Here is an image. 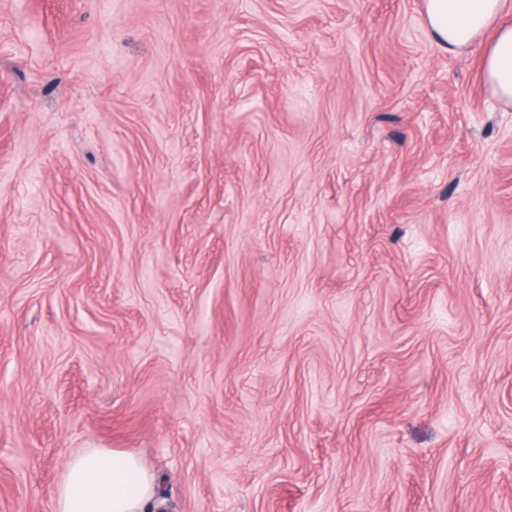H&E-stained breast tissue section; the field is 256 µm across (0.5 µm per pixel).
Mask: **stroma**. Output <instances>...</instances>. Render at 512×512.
I'll list each match as a JSON object with an SVG mask.
<instances>
[{"label":"stroma","mask_w":512,"mask_h":512,"mask_svg":"<svg viewBox=\"0 0 512 512\" xmlns=\"http://www.w3.org/2000/svg\"><path fill=\"white\" fill-rule=\"evenodd\" d=\"M423 0H0V512L82 448L168 512H512V104Z\"/></svg>","instance_id":"obj_1"}]
</instances>
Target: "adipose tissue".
I'll return each instance as SVG.
<instances>
[{
  "mask_svg": "<svg viewBox=\"0 0 512 512\" xmlns=\"http://www.w3.org/2000/svg\"><path fill=\"white\" fill-rule=\"evenodd\" d=\"M424 14L432 38L450 52L492 31L482 78L498 99L512 102V0H424ZM155 491V474L134 454L86 448L67 461L53 512H152Z\"/></svg>",
  "mask_w": 512,
  "mask_h": 512,
  "instance_id": "1",
  "label": "adipose tissue"
}]
</instances>
